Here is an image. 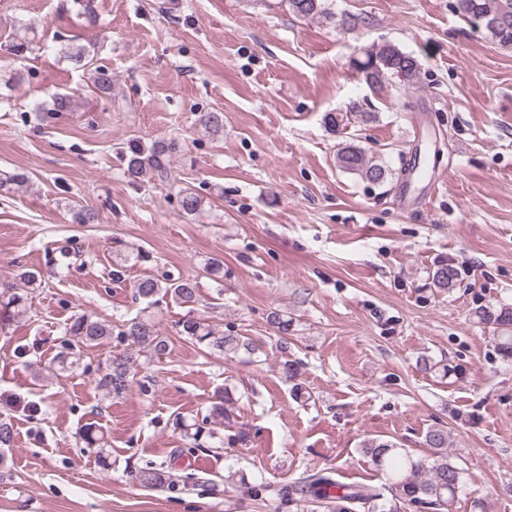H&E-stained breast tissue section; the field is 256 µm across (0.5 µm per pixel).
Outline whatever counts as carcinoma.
Wrapping results in <instances>:
<instances>
[{
	"label": "carcinoma",
	"instance_id": "cac0c4a2",
	"mask_svg": "<svg viewBox=\"0 0 512 512\" xmlns=\"http://www.w3.org/2000/svg\"><path fill=\"white\" fill-rule=\"evenodd\" d=\"M288 9L300 18L324 20L339 19L343 27L356 25L349 16L336 17L325 7V0H284ZM456 13L472 28L482 32L493 42L512 47V0H455ZM356 74L368 85L382 89L390 84L399 89H412L420 79V64L414 56L402 51L391 43L372 45L360 51V57L352 60ZM94 88L104 96L111 95L112 73L97 67L90 73ZM75 93H57L53 96V108L45 117L53 118L62 112L72 110ZM363 112L362 105L352 102L347 113H329L325 123L334 132L347 126L348 114ZM198 125L210 135H217L224 129V114L202 112ZM169 145L158 142L145 151L131 147L122 153L124 173L131 179L152 174L162 182L171 180L167 153ZM336 163L342 170L362 179L379 183L387 177L384 166L372 162L365 151L354 144H346L336 154ZM181 208L185 215L193 216L201 206V199L190 188L180 190ZM459 281L457 270L443 265L433 273L434 287L444 291L453 289ZM135 296L148 301V305L169 298L177 305L193 307L198 301L195 283L188 279L167 278L161 282L152 277H143L135 284ZM25 297L12 285L0 289V314L5 318L17 317L24 313ZM480 319L490 325L496 333L497 348L502 356L512 358V307L501 305L482 312ZM271 324L281 334L279 348L288 350L286 334L291 321L279 314L272 316ZM177 333L185 341L204 351L236 352L243 348L249 353L260 350V345L246 336L220 335L204 319L191 313L177 323ZM66 351L57 356L53 370L68 372L79 364L81 348L100 346L112 337V325L91 314L77 313L71 317L65 328ZM124 340L134 345L106 359L104 371L97 387L109 396L120 397L130 388L133 379L131 370L141 354L160 357L168 350L167 337L158 333L151 315H142L120 332ZM233 398L227 391L217 395L210 415L227 424L233 423L231 405ZM81 440L89 448L97 449V461L108 470L112 467L109 441L103 428L96 422H87L79 429ZM425 445L434 451L435 459L430 461L415 458L391 440L372 438L364 441L363 453L376 470L384 475L379 485L342 484L331 472L318 470L308 473L295 481L274 490L283 504L290 506L316 507L318 512H361L364 508L372 512H418L425 507L429 512H453L457 494L464 482V473L448 455V430L432 426L424 435ZM141 486L154 489L173 484L171 476L164 470L145 465L136 472Z\"/></svg>",
	"mask_w": 512,
	"mask_h": 512
}]
</instances>
